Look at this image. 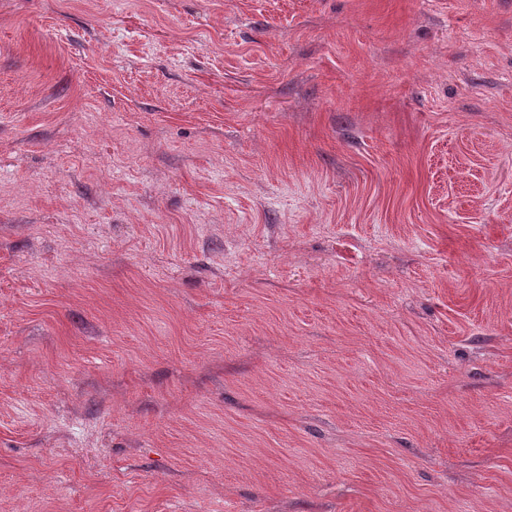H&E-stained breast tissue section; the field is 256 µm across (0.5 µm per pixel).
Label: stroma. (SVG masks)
<instances>
[{
	"label": "stroma",
	"mask_w": 512,
	"mask_h": 512,
	"mask_svg": "<svg viewBox=\"0 0 512 512\" xmlns=\"http://www.w3.org/2000/svg\"><path fill=\"white\" fill-rule=\"evenodd\" d=\"M0 512H512V0H0Z\"/></svg>",
	"instance_id": "stroma-1"
}]
</instances>
